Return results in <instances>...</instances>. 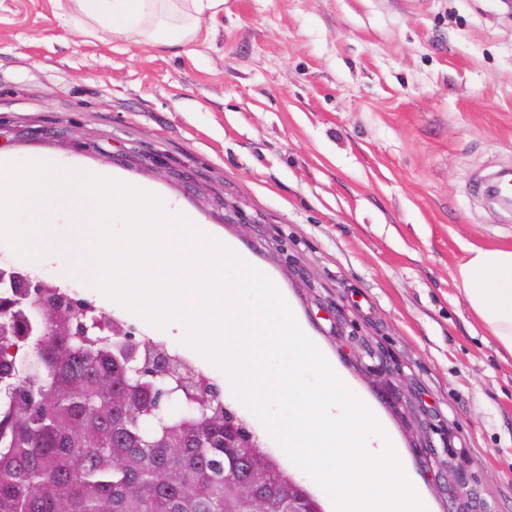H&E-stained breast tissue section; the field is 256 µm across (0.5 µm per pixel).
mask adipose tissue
<instances>
[{"label": "adipose tissue", "mask_w": 512, "mask_h": 512, "mask_svg": "<svg viewBox=\"0 0 512 512\" xmlns=\"http://www.w3.org/2000/svg\"><path fill=\"white\" fill-rule=\"evenodd\" d=\"M72 0L75 10L112 36H144L153 43H182L197 32L204 11L221 8L224 0ZM468 305L496 344L512 354V247L470 249L459 267Z\"/></svg>", "instance_id": "adipose-tissue-1"}]
</instances>
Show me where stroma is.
Returning a JSON list of instances; mask_svg holds the SVG:
<instances>
[{
    "label": "stroma",
    "mask_w": 512,
    "mask_h": 512,
    "mask_svg": "<svg viewBox=\"0 0 512 512\" xmlns=\"http://www.w3.org/2000/svg\"><path fill=\"white\" fill-rule=\"evenodd\" d=\"M0 129L1 155L107 168L195 212L269 273L432 512L455 508L452 468L490 512H512V355L457 274L470 246H512V207L485 191L512 172L506 0H224L185 44L0 0ZM67 287L191 360L287 462L222 371Z\"/></svg>",
    "instance_id": "1"
}]
</instances>
